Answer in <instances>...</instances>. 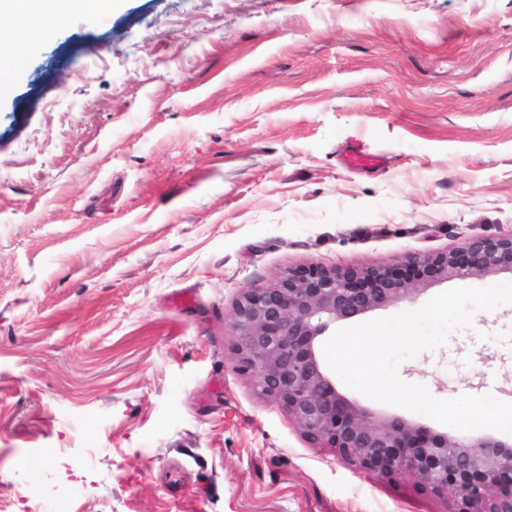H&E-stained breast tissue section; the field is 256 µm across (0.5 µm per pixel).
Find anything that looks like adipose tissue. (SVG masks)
I'll use <instances>...</instances> for the list:
<instances>
[{
  "instance_id": "ef3b65f1",
  "label": "adipose tissue",
  "mask_w": 512,
  "mask_h": 512,
  "mask_svg": "<svg viewBox=\"0 0 512 512\" xmlns=\"http://www.w3.org/2000/svg\"><path fill=\"white\" fill-rule=\"evenodd\" d=\"M111 2L112 0H0V55H12L18 34L36 28L46 14H54L62 22L74 9H104ZM5 18L10 21L6 27L1 24Z\"/></svg>"
}]
</instances>
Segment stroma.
<instances>
[{"label": "stroma", "mask_w": 512, "mask_h": 512, "mask_svg": "<svg viewBox=\"0 0 512 512\" xmlns=\"http://www.w3.org/2000/svg\"><path fill=\"white\" fill-rule=\"evenodd\" d=\"M21 58L0 93V503L452 512L306 439L237 370L232 320L291 267L512 234V0H117ZM397 373L512 402V304Z\"/></svg>", "instance_id": "35a3bbf8"}]
</instances>
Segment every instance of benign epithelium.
Wrapping results in <instances>:
<instances>
[{
    "label": "benign epithelium",
    "mask_w": 512,
    "mask_h": 512,
    "mask_svg": "<svg viewBox=\"0 0 512 512\" xmlns=\"http://www.w3.org/2000/svg\"><path fill=\"white\" fill-rule=\"evenodd\" d=\"M512 276V235L472 237L441 252L408 253L391 266L289 269L244 292L232 332L237 367L280 405L302 434L340 460L383 478L408 477L451 493V512H512V443L458 438L349 400L326 370L321 338L353 320L451 278Z\"/></svg>",
    "instance_id": "7a95c632"
}]
</instances>
